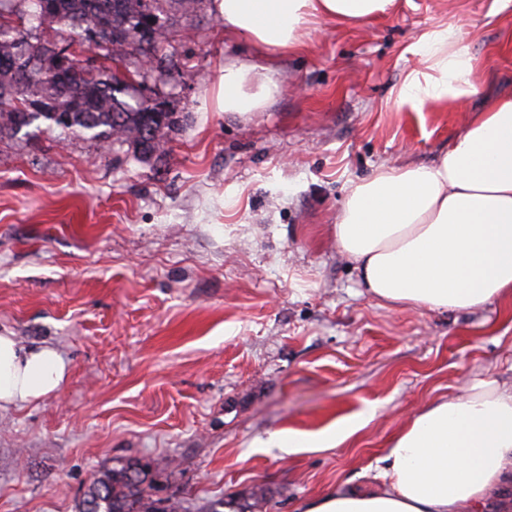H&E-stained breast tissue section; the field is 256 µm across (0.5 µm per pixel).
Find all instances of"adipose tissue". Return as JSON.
<instances>
[{
  "mask_svg": "<svg viewBox=\"0 0 512 512\" xmlns=\"http://www.w3.org/2000/svg\"><path fill=\"white\" fill-rule=\"evenodd\" d=\"M396 0H211L225 33L262 52L300 46L310 18L366 24ZM431 71H411L399 105L460 99L476 91L472 58L455 27L424 34ZM250 69L222 67L206 102L219 112L255 111L279 90L266 73L257 91ZM368 294L394 307L476 310L512 303V96L472 114L430 165L380 170L351 186L333 228ZM67 372L54 348H28L0 334V408L57 391ZM372 408L308 439L271 434L288 448H335L362 430ZM373 491L336 490L303 512H512V383L472 382L427 404L388 440Z\"/></svg>",
  "mask_w": 512,
  "mask_h": 512,
  "instance_id": "obj_1",
  "label": "adipose tissue"
}]
</instances>
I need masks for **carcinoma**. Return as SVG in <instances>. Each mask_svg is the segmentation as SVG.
I'll use <instances>...</instances> for the list:
<instances>
[{"mask_svg":"<svg viewBox=\"0 0 512 512\" xmlns=\"http://www.w3.org/2000/svg\"><path fill=\"white\" fill-rule=\"evenodd\" d=\"M0 0V132L19 133L38 121L45 129L78 132L106 145H128L143 155H164L165 131L178 117L167 103L150 102L138 94L142 62L153 61L151 72L170 80L175 69L163 53L173 32L168 21L171 7L183 17H193L206 0ZM46 16L53 25L49 37L75 47L82 54L83 42L76 21L99 15L111 40L97 44V53L77 63V71L63 78L45 72V47L28 41L21 26ZM130 49L118 58L115 47ZM51 101L56 111L67 114L57 121L47 112L29 107ZM146 465L126 463L105 470L89 487L83 512H178L179 505L153 497Z\"/></svg>","mask_w":512,"mask_h":512,"instance_id":"obj_1","label":"carcinoma"}]
</instances>
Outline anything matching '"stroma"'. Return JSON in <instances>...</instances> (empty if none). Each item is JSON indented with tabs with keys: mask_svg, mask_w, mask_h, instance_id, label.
Returning a JSON list of instances; mask_svg holds the SVG:
<instances>
[{
	"mask_svg": "<svg viewBox=\"0 0 512 512\" xmlns=\"http://www.w3.org/2000/svg\"><path fill=\"white\" fill-rule=\"evenodd\" d=\"M455 25L475 94L397 109L419 40ZM177 68L152 85L183 124L166 155L71 134L0 135V333L53 346L61 388L0 410V512H81L95 477L146 464L187 512L263 490L262 512L377 487L409 412L466 380L512 382V317L397 310L333 239L350 187L430 164L462 115L512 96V0H398L365 26L313 21L276 61L280 93L204 110L227 63L261 64L204 10L178 21ZM340 448H281L364 408Z\"/></svg>",
	"mask_w": 512,
	"mask_h": 512,
	"instance_id": "obj_1",
	"label": "stroma"
}]
</instances>
